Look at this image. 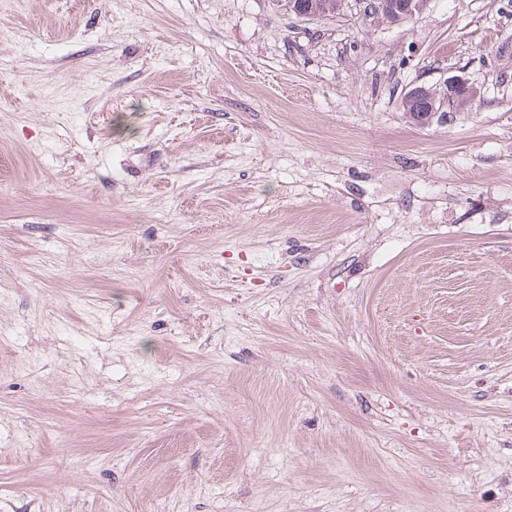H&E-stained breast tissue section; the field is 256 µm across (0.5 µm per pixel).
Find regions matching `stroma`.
I'll return each instance as SVG.
<instances>
[{"label": "stroma", "mask_w": 512, "mask_h": 512, "mask_svg": "<svg viewBox=\"0 0 512 512\" xmlns=\"http://www.w3.org/2000/svg\"><path fill=\"white\" fill-rule=\"evenodd\" d=\"M0 512H512V0H0ZM282 3L279 6L284 7L288 12V4L292 3V12L289 14L299 17L294 11L300 14L318 16L319 19L334 17L340 15L343 10V0H277ZM441 84L444 90L440 98L436 99L434 102V112H428V105L431 104V94L434 92L430 87L426 88L431 93H426L421 97L413 99L403 98V112H405L407 116L410 113H416L417 116H419L423 112H428L426 115H421L424 119L416 118L421 123L419 126L425 127L434 119L439 121L448 117L449 114L463 112L480 97V88L463 75H448Z\"/></svg>", "instance_id": "stroma-1"}]
</instances>
